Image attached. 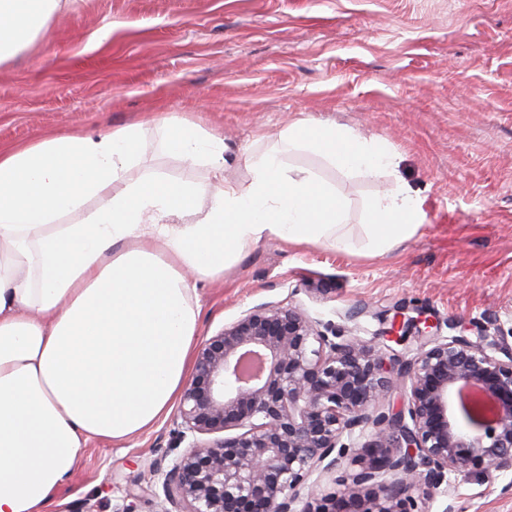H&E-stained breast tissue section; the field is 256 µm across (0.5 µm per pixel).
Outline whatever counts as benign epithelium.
<instances>
[{
  "label": "benign epithelium",
  "instance_id": "7a95c632",
  "mask_svg": "<svg viewBox=\"0 0 512 512\" xmlns=\"http://www.w3.org/2000/svg\"><path fill=\"white\" fill-rule=\"evenodd\" d=\"M366 340L296 305L260 303L204 340L178 406L188 440L152 465L176 512H417L450 473L512 471V345L493 323L439 336L377 314ZM409 359L386 342L409 336ZM397 403H380L395 390ZM349 460L343 490L307 494Z\"/></svg>",
  "mask_w": 512,
  "mask_h": 512
}]
</instances>
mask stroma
Returning <instances> with one entry per match:
<instances>
[{"label": "stroma", "mask_w": 512, "mask_h": 512, "mask_svg": "<svg viewBox=\"0 0 512 512\" xmlns=\"http://www.w3.org/2000/svg\"><path fill=\"white\" fill-rule=\"evenodd\" d=\"M112 34L88 41L103 26ZM190 118L224 140V179L243 189L247 160L289 124L336 122L389 148L391 172L337 169L305 148L294 171L335 187L353 254L320 244L249 245L223 276L197 281L200 338L256 304H294L371 338L377 313L417 309L437 323L495 322L512 334V0H70L44 36L0 67V143L82 127L143 124L135 180L162 174L212 185L209 168L170 154L157 120ZM408 185L423 201L417 232L372 254L368 203ZM168 413L124 442L90 440L50 512L135 503L162 512L151 465L185 449ZM418 512H512V472L452 474Z\"/></svg>", "instance_id": "35a3bbf8"}]
</instances>
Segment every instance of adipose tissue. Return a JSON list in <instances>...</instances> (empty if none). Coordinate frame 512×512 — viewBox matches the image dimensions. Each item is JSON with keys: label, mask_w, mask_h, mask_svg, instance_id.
<instances>
[{"label": "adipose tissue", "mask_w": 512, "mask_h": 512, "mask_svg": "<svg viewBox=\"0 0 512 512\" xmlns=\"http://www.w3.org/2000/svg\"><path fill=\"white\" fill-rule=\"evenodd\" d=\"M69 0H0V65L14 61ZM183 160L224 177V140L184 117L162 120ZM142 126L82 129L0 145V512H47L89 439L122 441L183 391L200 329L192 277H215L264 239L355 252L346 203L312 172L305 146L348 172L393 170L395 155L336 124H290L281 148L249 161L245 189L206 192L153 174L129 180ZM94 198L102 204L87 210ZM81 214L76 224L62 216ZM369 249L412 236L423 201L398 186L370 205Z\"/></svg>", "instance_id": "adipose-tissue-1"}]
</instances>
